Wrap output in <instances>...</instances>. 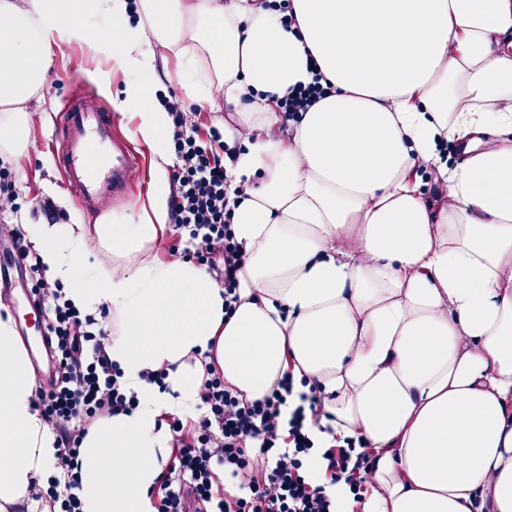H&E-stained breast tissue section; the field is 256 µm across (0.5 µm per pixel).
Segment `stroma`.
<instances>
[{"instance_id": "35a3bbf8", "label": "stroma", "mask_w": 512, "mask_h": 512, "mask_svg": "<svg viewBox=\"0 0 512 512\" xmlns=\"http://www.w3.org/2000/svg\"><path fill=\"white\" fill-rule=\"evenodd\" d=\"M53 52L54 63L40 90V104L32 110L33 137L27 152L16 155L0 150V164L9 167L15 175L14 190L19 203L18 209L0 211V225L17 228L23 224H91L102 216L134 222L136 205L146 197L147 182L154 174V154L150 146L141 147L144 183L131 184L123 195L108 201L104 211L99 213L79 206L66 188L53 137L61 103L76 84L85 82L94 86L104 104L115 110L125 98L130 77L118 68L111 54L93 53L82 40L57 42ZM138 80L147 90L146 103L155 102L161 90L183 98V118L187 126L203 130L212 124L232 127L239 122L240 107L225 99L223 88H215L210 104L205 106L186 98L176 57H168L165 69L158 74L145 72Z\"/></svg>"}]
</instances>
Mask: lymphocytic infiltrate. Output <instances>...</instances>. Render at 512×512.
<instances>
[{
  "label": "lymphocytic infiltrate",
  "instance_id": "1",
  "mask_svg": "<svg viewBox=\"0 0 512 512\" xmlns=\"http://www.w3.org/2000/svg\"><path fill=\"white\" fill-rule=\"evenodd\" d=\"M173 118L171 217L187 230L198 265L215 270L224 288V311L233 314L237 273L246 254L235 238L224 164L219 154L224 134L217 126L187 129L182 105L165 100ZM38 300H54L47 325L54 377L37 388L35 403L56 435L57 468L62 478L34 487L30 497L47 512H82L81 445L89 427L105 416L137 406L122 383L106 340L94 317L82 314L65 298L60 283L38 274L31 282ZM292 372H285L260 399L245 402L224 379L208 369L198 389L194 417L173 419L174 446L161 477L158 512H336L332 489L346 481L353 504H360L374 459L363 438L337 439L314 448L308 418H320L324 395L309 384L308 406L291 418L283 410L292 395ZM318 452L323 481L310 480L308 458Z\"/></svg>",
  "mask_w": 512,
  "mask_h": 512
}]
</instances>
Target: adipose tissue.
Returning a JSON list of instances; mask_svg holds the SVG:
<instances>
[{"label":"adipose tissue","instance_id":"obj_1","mask_svg":"<svg viewBox=\"0 0 512 512\" xmlns=\"http://www.w3.org/2000/svg\"><path fill=\"white\" fill-rule=\"evenodd\" d=\"M134 8L148 27L128 24ZM79 10L111 24L121 68L173 52L202 104L220 77L244 107L227 136L247 146L228 164L247 253L232 318L208 271L153 254L172 117L138 83L124 104L155 156L138 222L22 227L75 307L111 312L108 351L139 401L89 429L83 512H156L165 418L193 412L210 366L249 401L286 370L314 379L315 445L360 434L374 456L363 512H512V0H290L293 32L271 0H0L1 148L28 147L53 45L86 35ZM316 75L329 95L286 118L280 100ZM164 364L165 387L148 384ZM35 390L0 314V512L56 461Z\"/></svg>","mask_w":512,"mask_h":512}]
</instances>
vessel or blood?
<instances>
[{"instance_id":"1","label":"vessel or blood","mask_w":512,"mask_h":512,"mask_svg":"<svg viewBox=\"0 0 512 512\" xmlns=\"http://www.w3.org/2000/svg\"><path fill=\"white\" fill-rule=\"evenodd\" d=\"M96 91L79 86L65 99L55 125L67 188L82 207L123 193L140 176V153L112 123Z\"/></svg>"}]
</instances>
